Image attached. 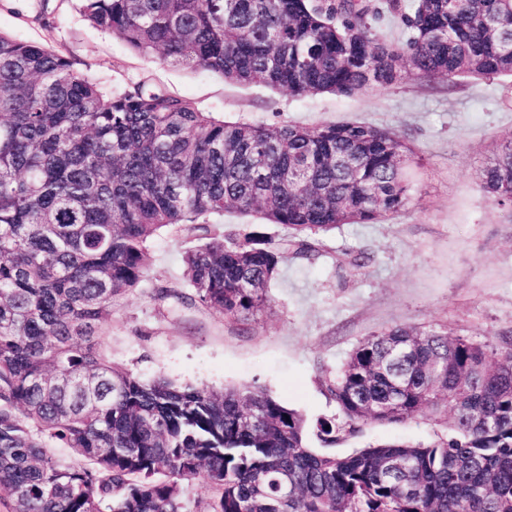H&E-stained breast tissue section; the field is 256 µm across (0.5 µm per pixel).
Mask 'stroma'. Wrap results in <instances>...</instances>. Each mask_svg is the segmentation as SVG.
<instances>
[{
  "label": "stroma",
  "mask_w": 512,
  "mask_h": 512,
  "mask_svg": "<svg viewBox=\"0 0 512 512\" xmlns=\"http://www.w3.org/2000/svg\"><path fill=\"white\" fill-rule=\"evenodd\" d=\"M0 33L61 52L116 89L145 81L201 111L267 127L365 121L393 129L417 153L406 210L320 234V256L284 264L268 307L248 321L191 301L186 242L161 232L149 244L145 280L102 326L99 349L113 363L145 380L261 386L314 419L335 414L328 387L336 370L374 332L405 325L494 344L512 332V210L492 202L478 178L512 135V78L450 82L407 72L396 85L349 97H295L140 55L92 27L79 0H0ZM345 252L363 256V266L339 263ZM447 433L443 416L372 424L335 451L428 443Z\"/></svg>",
  "instance_id": "obj_1"
}]
</instances>
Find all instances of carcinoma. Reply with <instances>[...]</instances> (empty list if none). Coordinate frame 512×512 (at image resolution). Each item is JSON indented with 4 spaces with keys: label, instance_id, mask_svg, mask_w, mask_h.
Instances as JSON below:
<instances>
[{
    "label": "carcinoma",
    "instance_id": "cac0c4a2",
    "mask_svg": "<svg viewBox=\"0 0 512 512\" xmlns=\"http://www.w3.org/2000/svg\"><path fill=\"white\" fill-rule=\"evenodd\" d=\"M94 27L165 65L293 96H352L404 72L512 74V0H414L389 41L363 0H81ZM414 150L359 122L227 121L145 81L120 91L64 55L0 35V500L12 512H512V347L394 326L363 338L307 419L260 386L145 381L98 348L162 229L198 233L192 298L259 314L307 232L369 224L412 199ZM480 187L512 208V136ZM256 212L288 234L224 237L209 221ZM446 407L448 438L330 451L374 423ZM322 448H312L309 436ZM67 448L74 463L57 457ZM183 491L190 510H196L197 507H200L199 505H202L211 496V490L203 478H198L184 484Z\"/></svg>",
    "mask_w": 512,
    "mask_h": 512
}]
</instances>
